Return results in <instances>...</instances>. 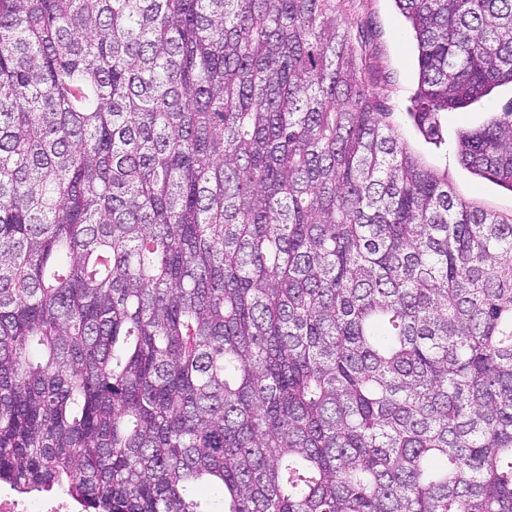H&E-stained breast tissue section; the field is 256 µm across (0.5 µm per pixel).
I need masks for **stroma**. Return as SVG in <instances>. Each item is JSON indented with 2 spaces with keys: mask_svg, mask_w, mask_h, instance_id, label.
<instances>
[{
  "mask_svg": "<svg viewBox=\"0 0 512 512\" xmlns=\"http://www.w3.org/2000/svg\"><path fill=\"white\" fill-rule=\"evenodd\" d=\"M341 18L354 39L366 43V87L378 98L388 123L409 151L424 166L447 175L449 185L461 198L504 216L512 214V191L472 175L460 163L455 149L459 129L479 126L491 114L512 107V85L497 88L466 111L443 113L444 141L438 146L428 143L407 115L418 82L416 49L410 26L394 0H351Z\"/></svg>",
  "mask_w": 512,
  "mask_h": 512,
  "instance_id": "stroma-1",
  "label": "stroma"
}]
</instances>
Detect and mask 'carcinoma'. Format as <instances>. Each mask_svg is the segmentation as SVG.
Masks as SVG:
<instances>
[{
    "label": "carcinoma",
    "instance_id": "1",
    "mask_svg": "<svg viewBox=\"0 0 512 512\" xmlns=\"http://www.w3.org/2000/svg\"><path fill=\"white\" fill-rule=\"evenodd\" d=\"M346 0H0V484L84 512H512V216L368 94ZM409 115L512 0H395ZM512 191V109L458 132Z\"/></svg>",
    "mask_w": 512,
    "mask_h": 512
}]
</instances>
